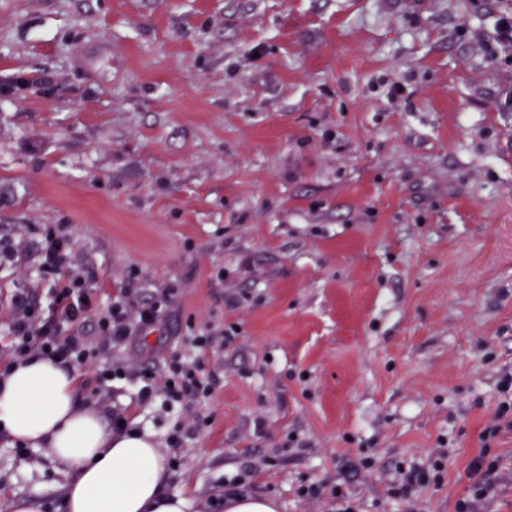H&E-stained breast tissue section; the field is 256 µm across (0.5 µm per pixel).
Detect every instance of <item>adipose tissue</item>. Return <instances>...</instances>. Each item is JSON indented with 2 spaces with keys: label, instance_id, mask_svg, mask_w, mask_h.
I'll return each instance as SVG.
<instances>
[{
  "label": "adipose tissue",
  "instance_id": "obj_1",
  "mask_svg": "<svg viewBox=\"0 0 512 512\" xmlns=\"http://www.w3.org/2000/svg\"><path fill=\"white\" fill-rule=\"evenodd\" d=\"M0 430L46 449L67 481L65 512H186L182 496L163 494L166 455L151 434L113 433L77 402V376L39 359L0 380Z\"/></svg>",
  "mask_w": 512,
  "mask_h": 512
}]
</instances>
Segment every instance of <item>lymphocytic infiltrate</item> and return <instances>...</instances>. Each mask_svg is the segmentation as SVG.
Returning <instances> with one entry per match:
<instances>
[{"label":"lymphocytic infiltrate","mask_w":512,"mask_h":512,"mask_svg":"<svg viewBox=\"0 0 512 512\" xmlns=\"http://www.w3.org/2000/svg\"><path fill=\"white\" fill-rule=\"evenodd\" d=\"M30 259L50 287L43 296L36 289L18 287L7 305L0 308V323L8 327L11 357L16 363L47 358L69 371L97 367L106 349L152 329L171 301V290L163 289L140 307H132L123 298L114 300L105 312L94 313L98 278L85 270L63 224L46 225L41 239L28 252L20 250L13 240L0 238V267L22 265ZM115 378L137 383L140 400L146 402L160 395L169 406L209 397L214 381L213 376L203 374L201 362L177 355L166 359L157 373L118 362L100 369L95 397L108 401V384ZM443 466L444 460L439 457L428 466L397 467L390 494L417 502L420 492L431 484L432 472L441 471ZM498 469V459L488 454L473 459L471 494L457 503L456 512H476V502L494 491Z\"/></svg>","instance_id":"lymphocytic-infiltrate-1"}]
</instances>
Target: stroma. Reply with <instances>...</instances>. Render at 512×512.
Listing matches in <instances>:
<instances>
[{"mask_svg":"<svg viewBox=\"0 0 512 512\" xmlns=\"http://www.w3.org/2000/svg\"><path fill=\"white\" fill-rule=\"evenodd\" d=\"M495 0H0V237L67 225L98 310L173 289L128 349L232 330L212 395L111 402L204 512L226 483L279 512H512V67ZM180 445L167 447L176 424ZM445 452L416 504L399 464ZM373 459L363 468L361 457ZM67 476L0 437V512H64ZM321 490L306 495L308 486ZM499 392L504 400L498 405L494 423L489 426L484 434L483 441L486 442L490 438H495L497 434L505 429L512 430V373L504 371L499 380ZM510 394V395H509ZM498 469L499 459L490 458L485 451L473 459L470 464L471 494L456 504L457 512H476V502L486 499L494 491Z\"/></svg>","mask_w":512,"mask_h":512,"instance_id":"stroma-1","label":"stroma"}]
</instances>
